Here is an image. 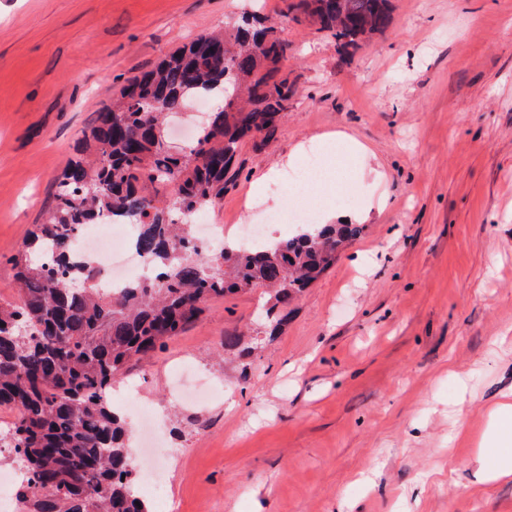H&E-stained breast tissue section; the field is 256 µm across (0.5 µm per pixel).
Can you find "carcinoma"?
<instances>
[{
	"instance_id": "obj_1",
	"label": "carcinoma",
	"mask_w": 512,
	"mask_h": 512,
	"mask_svg": "<svg viewBox=\"0 0 512 512\" xmlns=\"http://www.w3.org/2000/svg\"><path fill=\"white\" fill-rule=\"evenodd\" d=\"M330 32L345 56L392 24L388 0H288ZM288 45L243 12L229 34L203 36L112 95L80 152L58 178L45 223L11 258L16 296L0 300V410L12 414L0 441L26 473L18 512H151L130 467L124 416L109 402L127 367L179 335L215 298L261 287L275 332L290 305L360 236L359 224H325L261 248L203 256L177 215L216 206L242 142L269 143L291 94L276 79ZM245 88L224 97L226 73ZM219 98L197 145L173 150L167 115L192 97ZM112 216L137 225L136 247L151 274L105 294L84 273L73 243L85 224Z\"/></svg>"
}]
</instances>
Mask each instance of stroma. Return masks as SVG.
Returning <instances> with one entry per match:
<instances>
[{"instance_id":"35a3bbf8","label":"stroma","mask_w":512,"mask_h":512,"mask_svg":"<svg viewBox=\"0 0 512 512\" xmlns=\"http://www.w3.org/2000/svg\"><path fill=\"white\" fill-rule=\"evenodd\" d=\"M263 6L288 45V110L270 145L242 144L205 222L258 223L275 205L255 181L340 132L366 148L340 205H364V167L388 205L278 336L259 326L260 290L212 300L112 401L155 408L179 512H512V481L472 462L512 384V0H391L390 28L348 59L284 0ZM248 7L0 0V297L113 93ZM228 334L261 347L225 354Z\"/></svg>"}]
</instances>
